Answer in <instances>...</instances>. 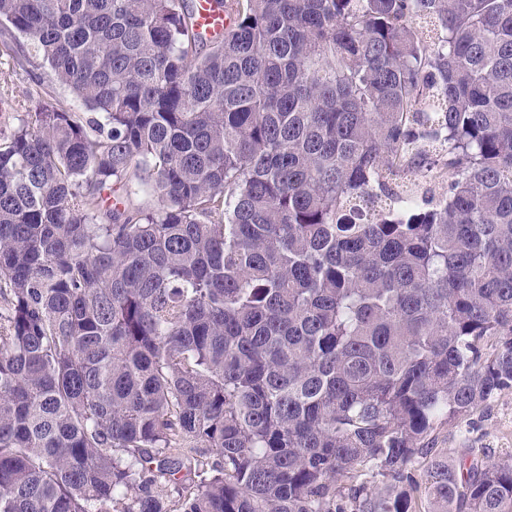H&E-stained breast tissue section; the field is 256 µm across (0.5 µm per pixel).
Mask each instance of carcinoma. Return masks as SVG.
I'll use <instances>...</instances> for the list:
<instances>
[{"label": "carcinoma", "mask_w": 512, "mask_h": 512, "mask_svg": "<svg viewBox=\"0 0 512 512\" xmlns=\"http://www.w3.org/2000/svg\"><path fill=\"white\" fill-rule=\"evenodd\" d=\"M214 6L0 0V512H512V0ZM212 0H195L197 8L195 11L196 24L199 30L207 33L221 32L228 25V21L224 19V12L213 10ZM30 79L25 69L20 67L13 59V53L0 45V98L11 99L18 106L20 112L33 108L39 98L34 95L32 99L25 96V90ZM467 448L495 460L512 457V388L464 420L437 430L434 451L456 455Z\"/></svg>", "instance_id": "carcinoma-1"}]
</instances>
